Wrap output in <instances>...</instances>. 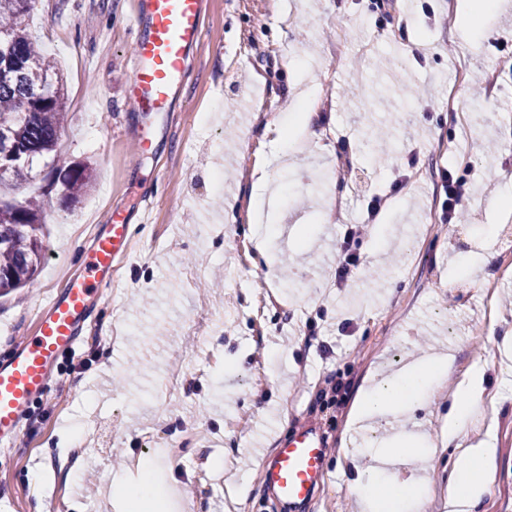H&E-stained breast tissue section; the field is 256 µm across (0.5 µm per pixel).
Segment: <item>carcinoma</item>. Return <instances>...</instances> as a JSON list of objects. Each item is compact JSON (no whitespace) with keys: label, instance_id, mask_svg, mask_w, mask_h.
<instances>
[{"label":"carcinoma","instance_id":"obj_1","mask_svg":"<svg viewBox=\"0 0 512 512\" xmlns=\"http://www.w3.org/2000/svg\"><path fill=\"white\" fill-rule=\"evenodd\" d=\"M36 0H0V179L30 183L33 166L49 156L50 172L76 200L91 184L87 165H64L58 151L68 120L62 79L26 32ZM44 207L35 199L0 203V295L34 284L43 258Z\"/></svg>","mask_w":512,"mask_h":512}]
</instances>
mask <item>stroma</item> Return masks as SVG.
I'll list each match as a JSON object with an SVG mask.
<instances>
[{
	"mask_svg": "<svg viewBox=\"0 0 512 512\" xmlns=\"http://www.w3.org/2000/svg\"><path fill=\"white\" fill-rule=\"evenodd\" d=\"M475 20L454 9L450 27L420 24L424 0H398L411 16L377 30L367 0H202L204 34L190 75L171 103L164 135L146 155L135 138L143 117L127 98L136 0H43L28 29L58 64L69 121L68 161L94 170L78 202L52 179L0 183L1 202L39 196L46 251L34 287L0 298V358L30 331L103 232L112 209L131 226L128 255L112 274L110 299L95 309L82 346L63 358L34 422L0 450V512H120L129 488L147 481L150 501L181 496L179 512H292L274 500L262 464L280 439L316 426L328 448L329 482L299 512H360L353 485L373 463L368 434L438 440L443 408L414 404L405 415L351 431L360 387L424 355H456L453 381L486 370L500 402L480 431L497 450L481 512H512V370L489 333L512 335V241L489 226L512 222L494 204L512 184V0ZM344 23L347 35L331 32ZM480 26L468 71L492 87L474 112L467 86L448 94V47ZM425 45L403 58L400 42ZM293 56H286V48ZM314 83L323 138L292 168L271 158L270 120L287 97ZM349 141L339 152V138ZM478 143L468 161L469 223L425 222L441 169L460 161L438 142ZM267 158L284 192L272 215L251 209L250 172ZM361 184H341L345 166ZM413 169L411 190L381 212L382 236L358 251L357 279L335 285L344 225L366 217L365 195H386ZM340 211L324 223L323 204ZM283 228L272 264L256 249L259 226ZM486 266L470 261L485 251ZM346 384L329 403L330 381ZM83 442L82 469L66 478L61 458Z\"/></svg>",
	"mask_w": 512,
	"mask_h": 512,
	"instance_id": "obj_1",
	"label": "stroma"
}]
</instances>
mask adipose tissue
<instances>
[{"instance_id":"obj_1","label":"adipose tissue","mask_w":512,"mask_h":512,"mask_svg":"<svg viewBox=\"0 0 512 512\" xmlns=\"http://www.w3.org/2000/svg\"><path fill=\"white\" fill-rule=\"evenodd\" d=\"M455 368L452 354L430 355L421 358L410 368L388 374L369 387L360 388L354 401V421L387 419L409 409L414 401L442 400L448 411L443 417L439 441L414 450L395 449L398 457H409L422 465L437 455L451 453L454 462L449 471L447 496L448 512H479L481 501L489 486L488 462L494 449L484 443L464 444L462 434L485 415L488 391L485 372L475 369L465 381L449 386L448 378ZM385 471L371 467L360 476L354 491L361 506L370 512H401V497L390 491Z\"/></svg>"}]
</instances>
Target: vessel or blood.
<instances>
[{
  "mask_svg": "<svg viewBox=\"0 0 512 512\" xmlns=\"http://www.w3.org/2000/svg\"><path fill=\"white\" fill-rule=\"evenodd\" d=\"M203 38L201 0H138L129 81V102L145 124L136 140L149 153L155 121L166 119L174 94L188 79L190 49ZM125 216L112 210L107 230L95 237L79 275L40 309L31 333L0 360V443L11 444L24 414L43 396L60 359L75 352L93 301H104L109 275L130 249ZM327 450L313 426L281 440L264 468L272 496L291 505L310 502L327 477Z\"/></svg>",
  "mask_w": 512,
  "mask_h": 512,
  "instance_id": "vessel-or-blood-1",
  "label": "vessel or blood"
}]
</instances>
